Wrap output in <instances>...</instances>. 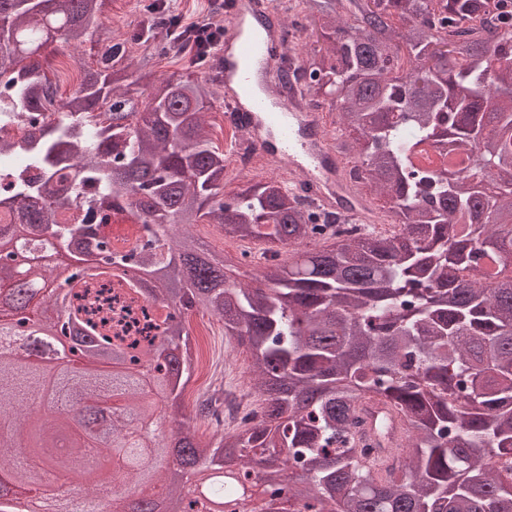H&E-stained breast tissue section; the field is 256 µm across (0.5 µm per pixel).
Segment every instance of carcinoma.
<instances>
[{"label":"carcinoma","mask_w":512,"mask_h":512,"mask_svg":"<svg viewBox=\"0 0 512 512\" xmlns=\"http://www.w3.org/2000/svg\"><path fill=\"white\" fill-rule=\"evenodd\" d=\"M103 2L0 0V79L12 89L0 122L66 113L20 142L0 138V156L21 151L36 171L6 170L14 220L0 224V344L30 321L53 329L41 291L13 281L17 238L70 248L92 236L112 264L137 272L98 279L116 277L131 295L156 280L154 302L169 312L146 344L114 341L97 309L79 303L88 282L71 285V316L90 343L112 348L118 370L2 361L0 416L27 415L26 394L45 390L60 420L34 427L35 455L85 469L116 456L125 467L114 479L147 475L178 496L175 476L148 466L157 447L128 440L127 423L152 406L138 377L146 359L155 388L180 399L195 368L187 317L203 311L244 348L258 404L209 438L179 422L184 465L233 459L245 480L260 465L267 504L286 490L288 512H512V0H298L314 25L300 94L337 115V152L360 163L358 179L396 217L384 235L318 222L276 178L224 197L226 157L205 120L214 82L144 80L130 47L153 46L168 15L150 11L121 36ZM42 14L57 35L38 27ZM57 41L97 47V66L65 101L42 63ZM489 123L498 134L478 150ZM104 209L144 233L112 245L98 233ZM192 224L268 245L260 285L227 275L224 256L182 230ZM492 277L499 287L484 286ZM73 397L92 401L76 426ZM368 402L395 411L404 435L381 415L374 441L358 443ZM109 435L98 460L81 456L84 438ZM386 448L398 456L380 477L365 460ZM2 459L0 498L37 483L25 450L0 444ZM98 493L85 490L67 512H99Z\"/></svg>","instance_id":"1"}]
</instances>
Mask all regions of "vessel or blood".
<instances>
[{
  "label": "vessel or blood",
  "mask_w": 512,
  "mask_h": 512,
  "mask_svg": "<svg viewBox=\"0 0 512 512\" xmlns=\"http://www.w3.org/2000/svg\"><path fill=\"white\" fill-rule=\"evenodd\" d=\"M231 31L218 44L208 71L224 92V104L243 120L256 150L305 175L317 201L356 208L362 200L343 187L336 153L322 114L303 112L277 97V60L286 48L278 27L259 25L255 0H226Z\"/></svg>",
  "instance_id": "vessel-or-blood-1"
}]
</instances>
